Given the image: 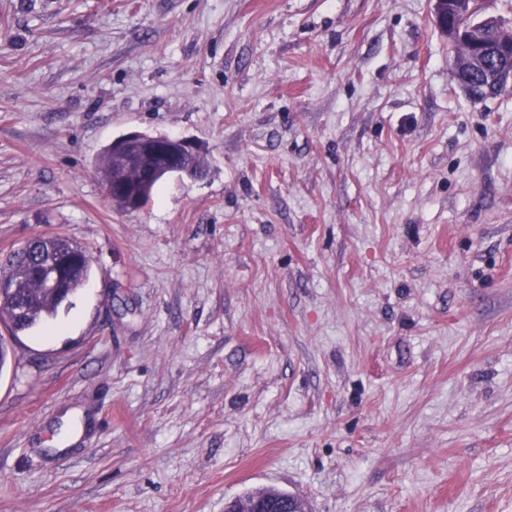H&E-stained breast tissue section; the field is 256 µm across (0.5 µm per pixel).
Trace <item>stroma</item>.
Returning <instances> with one entry per match:
<instances>
[{"label": "stroma", "mask_w": 512, "mask_h": 512, "mask_svg": "<svg viewBox=\"0 0 512 512\" xmlns=\"http://www.w3.org/2000/svg\"><path fill=\"white\" fill-rule=\"evenodd\" d=\"M431 0H0V259H91L0 371V512H512V88ZM187 137L129 213L97 159ZM433 1V21L437 29L448 36V43L453 49L451 73L457 84L470 95L485 98L493 96L502 91L495 85H487L480 72L458 73L454 69V63L464 58L467 54L473 52L476 48L472 44L481 35L480 30L472 26L470 15L466 11L457 10L453 7V13L448 15V1H457L455 3L460 7L467 8V12H473L475 19L486 27L503 26L502 21L496 16H485L480 7L481 0H432ZM448 21V22H447ZM448 26L453 32L448 34ZM110 146L115 152L129 153V167H142L152 157L170 160L171 164L167 167H165L166 161L158 158L151 167L128 174L131 180H135L142 187L140 200L142 207L152 198L160 178L177 175L195 179L201 175L199 171L185 164V160L200 155V148L185 137L133 132L112 141ZM156 172L157 175L162 176L153 177ZM299 503L293 495L265 492L248 501L230 500L225 503L224 512H309L299 507Z\"/></svg>", "instance_id": "1"}]
</instances>
